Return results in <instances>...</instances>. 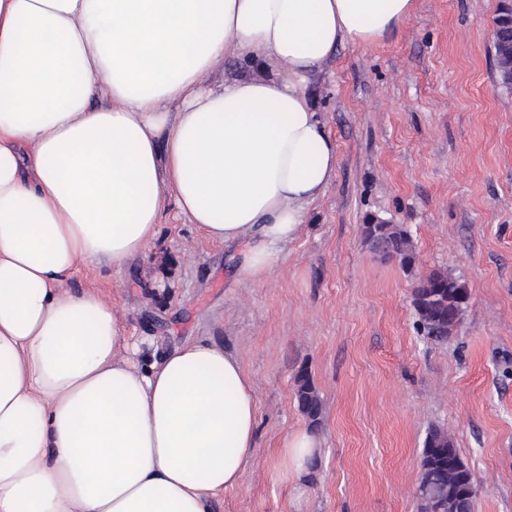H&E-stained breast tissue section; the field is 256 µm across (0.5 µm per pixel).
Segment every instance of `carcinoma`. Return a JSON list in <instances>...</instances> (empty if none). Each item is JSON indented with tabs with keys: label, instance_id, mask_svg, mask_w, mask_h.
<instances>
[{
	"label": "carcinoma",
	"instance_id": "obj_1",
	"mask_svg": "<svg viewBox=\"0 0 512 512\" xmlns=\"http://www.w3.org/2000/svg\"><path fill=\"white\" fill-rule=\"evenodd\" d=\"M378 234L389 241L403 264L412 261L415 246L410 234L397 224H377ZM434 287L414 289L413 304L427 334L439 341L448 337L460 321L459 295L467 288L443 272H432ZM295 398L310 424L318 422L322 410L319 392L311 375L297 376ZM476 489L472 472L461 458L448 431L431 428L425 438L420 480L417 487L419 512H472Z\"/></svg>",
	"mask_w": 512,
	"mask_h": 512
}]
</instances>
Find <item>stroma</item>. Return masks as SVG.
<instances>
[{"label": "stroma", "instance_id": "obj_1", "mask_svg": "<svg viewBox=\"0 0 512 512\" xmlns=\"http://www.w3.org/2000/svg\"><path fill=\"white\" fill-rule=\"evenodd\" d=\"M500 0H416L371 45H339L308 87L337 148L336 176L268 277L240 283L238 249L208 240L175 204L121 270L79 263L68 285L112 304L125 335L165 351L208 340L255 385L257 454L214 512H418L428 430L453 437L476 488L473 512H512V88L497 83ZM406 229L412 266L384 259L362 226ZM465 283L446 340L419 325L426 272ZM308 370L322 411L300 412ZM313 428L307 474L280 447Z\"/></svg>", "mask_w": 512, "mask_h": 512}]
</instances>
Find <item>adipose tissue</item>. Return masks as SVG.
<instances>
[{"instance_id": "obj_1", "label": "adipose tissue", "mask_w": 512, "mask_h": 512, "mask_svg": "<svg viewBox=\"0 0 512 512\" xmlns=\"http://www.w3.org/2000/svg\"><path fill=\"white\" fill-rule=\"evenodd\" d=\"M415 0H0V512H213L257 451L254 383L222 345L157 354L63 290L121 269L168 201L258 283L336 175L306 93L338 45ZM280 73L204 88L228 53ZM307 429L281 459L306 472Z\"/></svg>"}]
</instances>
